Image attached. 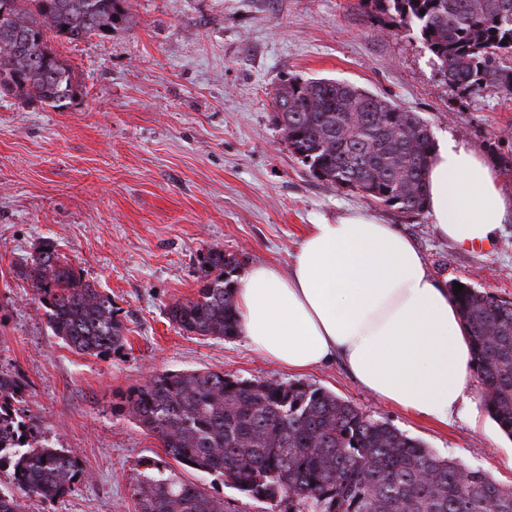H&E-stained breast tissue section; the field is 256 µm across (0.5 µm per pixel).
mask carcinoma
<instances>
[{
    "mask_svg": "<svg viewBox=\"0 0 512 512\" xmlns=\"http://www.w3.org/2000/svg\"><path fill=\"white\" fill-rule=\"evenodd\" d=\"M387 26L416 28L448 83L493 85L512 95V0H374ZM121 0H0V93L59 108L76 98L56 41L105 36L126 21ZM425 14H420V11ZM273 121L290 152L320 181L408 216L425 209L434 140L417 112L351 83L290 78ZM236 258L211 247L199 259L197 297L166 308L170 323L203 337L238 331ZM20 274L31 281L53 335L95 357L120 352L125 327L112 298L41 241ZM449 293L469 332L484 405L512 437V301L472 285ZM24 384L0 369V467L19 494L0 492V512L22 499L61 500L84 480L77 456L49 444L23 407ZM138 426L181 468L216 472L246 497L297 512H512V488L488 471L444 458L393 425L313 384L244 379L222 371L150 374L125 397ZM138 512H224V502L156 461L136 463Z\"/></svg>",
    "mask_w": 512,
    "mask_h": 512,
    "instance_id": "1",
    "label": "carcinoma"
}]
</instances>
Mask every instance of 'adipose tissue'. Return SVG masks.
Returning <instances> with one entry per match:
<instances>
[{
    "label": "adipose tissue",
    "mask_w": 512,
    "mask_h": 512,
    "mask_svg": "<svg viewBox=\"0 0 512 512\" xmlns=\"http://www.w3.org/2000/svg\"><path fill=\"white\" fill-rule=\"evenodd\" d=\"M426 187L438 236L460 245L493 240L512 210L500 174L452 135L437 144ZM235 298L240 336L289 371L341 359L375 397L443 425L466 401L467 330L393 225L360 213L310 225L287 269L250 267Z\"/></svg>",
    "instance_id": "adipose-tissue-1"
}]
</instances>
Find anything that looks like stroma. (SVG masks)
Returning a JSON list of instances; mask_svg holds the SVG:
<instances>
[{
	"mask_svg": "<svg viewBox=\"0 0 512 512\" xmlns=\"http://www.w3.org/2000/svg\"><path fill=\"white\" fill-rule=\"evenodd\" d=\"M130 21L103 37L57 44L76 98L54 108L0 97V369L27 384L25 407L44 437L71 449L89 475L62 501L25 512H135V462L165 457L120 410L153 371L211 369L241 378L302 380L332 391L432 451L512 487V440L488 416L477 371L448 425L414 418L363 390L340 361L295 376L244 337L183 332L166 306L195 297L198 257L232 254L241 270L287 268L309 225L351 212L410 236L437 281L512 300V214L471 249L440 238L428 213L407 217L314 178L272 118L286 79L334 78L419 113L434 138H461L512 194V98L465 93L444 79L412 32L382 29L370 0H125ZM55 242L84 279L112 297L128 343L107 359L53 336L17 269ZM232 512H293L244 497L221 474L179 470Z\"/></svg>",
	"mask_w": 512,
	"mask_h": 512,
	"instance_id": "obj_1",
	"label": "stroma"
}]
</instances>
